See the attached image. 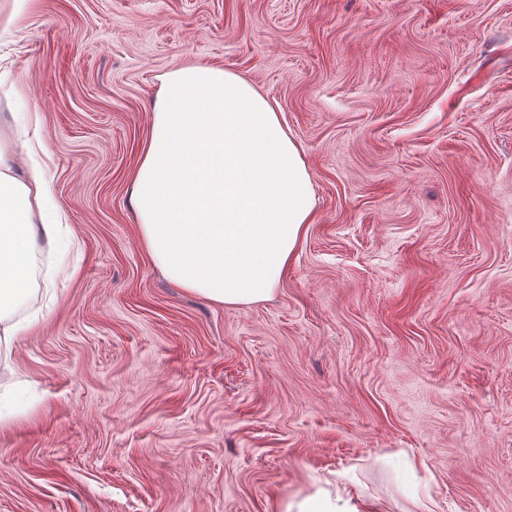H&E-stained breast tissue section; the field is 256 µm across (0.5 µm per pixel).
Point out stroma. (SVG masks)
Segmentation results:
<instances>
[{"label": "stroma", "mask_w": 512, "mask_h": 512, "mask_svg": "<svg viewBox=\"0 0 512 512\" xmlns=\"http://www.w3.org/2000/svg\"><path fill=\"white\" fill-rule=\"evenodd\" d=\"M277 103L313 221L264 301L152 265L163 77ZM0 121L62 245L0 350V512H512V0H0ZM324 487L318 488L314 493L304 494L286 502L279 512H378L375 508L366 506L358 497L353 496L344 487L342 492Z\"/></svg>", "instance_id": "1"}]
</instances>
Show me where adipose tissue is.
Returning a JSON list of instances; mask_svg holds the SVG:
<instances>
[{
    "label": "adipose tissue",
    "mask_w": 512,
    "mask_h": 512,
    "mask_svg": "<svg viewBox=\"0 0 512 512\" xmlns=\"http://www.w3.org/2000/svg\"><path fill=\"white\" fill-rule=\"evenodd\" d=\"M47 194L40 167L15 172L0 140V346L31 328L15 313L30 299L38 254L59 241ZM131 196L152 264L221 305L269 298L313 218L311 178L275 104L238 74L205 65L164 76ZM280 512L374 510L321 487Z\"/></svg>",
    "instance_id": "adipose-tissue-1"
}]
</instances>
